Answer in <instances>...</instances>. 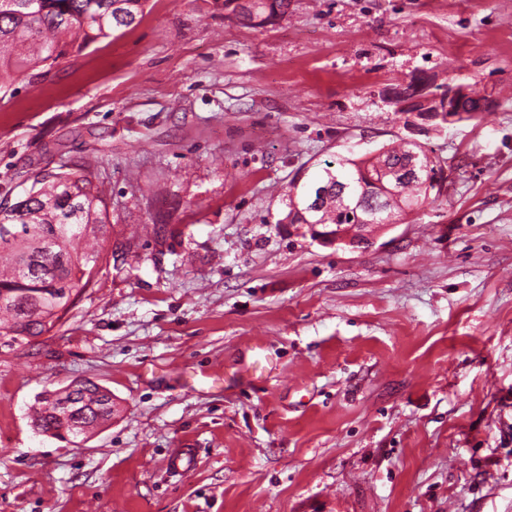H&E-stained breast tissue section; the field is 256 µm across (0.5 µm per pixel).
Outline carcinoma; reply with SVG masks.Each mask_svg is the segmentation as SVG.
<instances>
[{
  "label": "carcinoma",
  "instance_id": "obj_1",
  "mask_svg": "<svg viewBox=\"0 0 512 512\" xmlns=\"http://www.w3.org/2000/svg\"><path fill=\"white\" fill-rule=\"evenodd\" d=\"M148 0H0V91L26 78L29 70L51 65L67 55L73 38L88 45L129 28L141 19ZM224 0L244 25L262 27L288 16L289 0ZM468 85L459 105V120H482L490 114L488 97ZM442 86L413 77L403 85L406 98L421 97L417 107L432 111L444 105L433 94ZM422 169L409 174L410 157L400 146L378 153L342 157L320 167L306 182L291 183L287 212L280 224H314L338 230L353 242L362 231L389 214L408 215L433 205L442 193L440 162L424 145L416 147ZM103 193L88 170L77 164L67 171L39 174L26 195L0 209V348H12L51 332L68 310L70 298L89 284L101 253L92 241L107 231ZM98 384L75 382L64 394L38 401L34 429L58 439H74L85 429L112 417Z\"/></svg>",
  "mask_w": 512,
  "mask_h": 512
}]
</instances>
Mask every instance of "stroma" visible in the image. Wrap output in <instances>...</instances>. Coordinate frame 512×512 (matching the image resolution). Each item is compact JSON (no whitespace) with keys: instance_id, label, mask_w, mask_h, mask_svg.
<instances>
[{"instance_id":"35a3bbf8","label":"stroma","mask_w":512,"mask_h":512,"mask_svg":"<svg viewBox=\"0 0 512 512\" xmlns=\"http://www.w3.org/2000/svg\"><path fill=\"white\" fill-rule=\"evenodd\" d=\"M419 74L495 99L421 135L437 205L366 248L283 223L290 182L406 137L382 92ZM89 156L92 282L0 352V512H512V0H291L260 28L148 0L0 92L1 206ZM258 340L271 373L221 381ZM76 380L111 421L35 433Z\"/></svg>"}]
</instances>
